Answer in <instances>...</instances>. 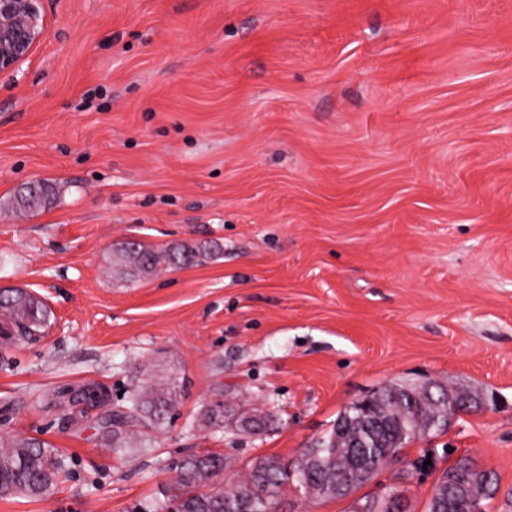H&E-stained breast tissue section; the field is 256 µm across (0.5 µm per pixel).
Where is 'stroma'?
Returning a JSON list of instances; mask_svg holds the SVG:
<instances>
[{
    "instance_id": "stroma-1",
    "label": "stroma",
    "mask_w": 512,
    "mask_h": 512,
    "mask_svg": "<svg viewBox=\"0 0 512 512\" xmlns=\"http://www.w3.org/2000/svg\"><path fill=\"white\" fill-rule=\"evenodd\" d=\"M46 37L0 74V285L47 328L0 350V435L39 438L66 479L0 512H129L173 461H295L352 403L452 380L484 410L408 445L350 512L399 484L425 512L423 454L470 456L512 512V0H45ZM43 182L53 200L21 213ZM221 251L140 280L114 248ZM182 400L144 451L104 445L41 395L82 381L113 404L153 375ZM270 413L200 428L216 395Z\"/></svg>"
}]
</instances>
